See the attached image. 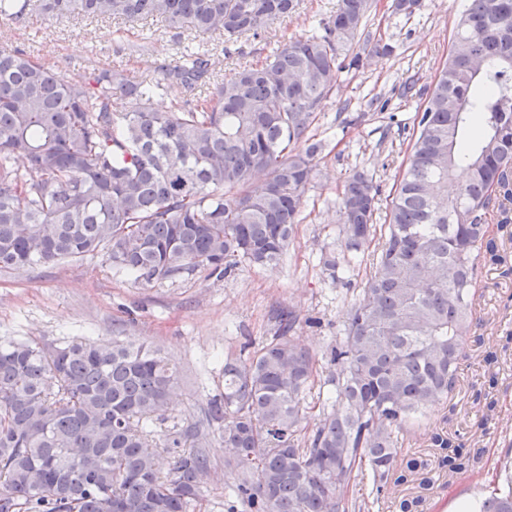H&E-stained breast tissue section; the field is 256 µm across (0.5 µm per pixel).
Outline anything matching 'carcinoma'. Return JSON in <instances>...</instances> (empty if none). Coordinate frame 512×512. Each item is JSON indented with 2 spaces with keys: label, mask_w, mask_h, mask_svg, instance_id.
Wrapping results in <instances>:
<instances>
[{
  "label": "carcinoma",
  "mask_w": 512,
  "mask_h": 512,
  "mask_svg": "<svg viewBox=\"0 0 512 512\" xmlns=\"http://www.w3.org/2000/svg\"><path fill=\"white\" fill-rule=\"evenodd\" d=\"M297 0H0V17L160 19L178 31L229 40L258 35ZM372 0H338L310 34L259 65L225 77L206 51L134 81L102 69L64 76L0 48V267L25 269L102 254L116 272L151 283L206 265L220 275L280 260L318 163V142L298 148L343 69L359 67ZM454 52L417 113L416 135L386 224L375 223L377 186L355 171L339 205L342 258L333 280L364 259L371 271L336 346L324 399L315 358L292 336L293 310L253 351L224 355V394L211 402L234 480L224 512H364L348 502L358 476L376 498L424 472L398 452L428 405L457 388L480 270L493 252L488 223L512 211V0H471ZM177 84L168 110L153 98ZM127 101L117 112L112 98ZM16 157L25 159L19 169ZM177 372L157 350L89 339L58 345L0 341V512H199L210 472L196 426L167 431ZM319 409L310 434L302 423ZM439 465L466 457L441 435ZM176 450L169 473L159 448ZM477 512H512V474Z\"/></svg>",
  "instance_id": "cac0c4a2"
}]
</instances>
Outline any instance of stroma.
I'll list each match as a JSON object with an SVG mask.
<instances>
[{"label":"stroma","mask_w":512,"mask_h":512,"mask_svg":"<svg viewBox=\"0 0 512 512\" xmlns=\"http://www.w3.org/2000/svg\"><path fill=\"white\" fill-rule=\"evenodd\" d=\"M391 3L379 0L368 23L371 39L390 45L391 54H363L360 67L340 72L311 130L324 146L322 158L276 265L243 264L225 275L200 266L149 284L115 272L100 255L20 271L0 268V340L134 341L159 349L175 365L177 397L167 422L155 431L165 434L173 422L201 426L211 465L201 512H224V484L232 479L224 468L220 425L208 416L211 400L224 390L225 353L274 336V314L286 307L298 316L297 341L317 360L316 384L329 378L330 350L369 273L363 267L336 283L320 261L339 245L344 182L356 168L373 174L379 187L376 217L385 223L414 114L446 62L455 22L470 0H421L409 16L394 14ZM335 9L336 0H297L292 16L258 36L233 40L180 39L159 19L97 22L32 12L24 25L8 23L0 45L23 50L66 76L112 67L135 81L158 79L160 65L200 47L228 75L241 65L265 62L280 44L307 34ZM340 111L351 123L337 121ZM489 236L505 262L482 269L457 389L428 409L402 448L428 459V483L392 489L373 512H400V501L412 498L418 501L413 512H459L499 486L504 465L512 461V223L490 221ZM436 432L462 445L464 470L440 467L441 451L431 441Z\"/></svg>","instance_id":"stroma-1"}]
</instances>
